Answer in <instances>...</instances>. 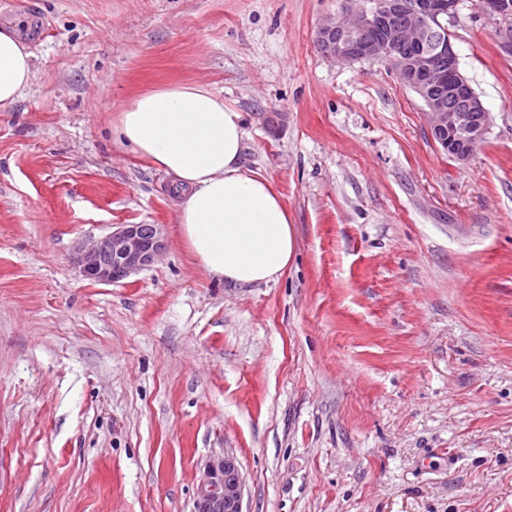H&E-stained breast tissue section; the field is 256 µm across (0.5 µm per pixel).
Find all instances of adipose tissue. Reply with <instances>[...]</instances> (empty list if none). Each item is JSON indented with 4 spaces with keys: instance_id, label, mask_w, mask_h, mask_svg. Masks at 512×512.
Segmentation results:
<instances>
[{
    "instance_id": "adipose-tissue-1",
    "label": "adipose tissue",
    "mask_w": 512,
    "mask_h": 512,
    "mask_svg": "<svg viewBox=\"0 0 512 512\" xmlns=\"http://www.w3.org/2000/svg\"><path fill=\"white\" fill-rule=\"evenodd\" d=\"M34 59L15 26H0V107L30 86ZM114 129L173 179L180 234L205 270L240 286L284 274L296 249L288 208L268 178L244 168L247 131L223 95L199 82L164 85L127 102Z\"/></svg>"
}]
</instances>
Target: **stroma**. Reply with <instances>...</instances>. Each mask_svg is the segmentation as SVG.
Returning a JSON list of instances; mask_svg holds the SVG:
<instances>
[{"label":"stroma","mask_w":512,"mask_h":512,"mask_svg":"<svg viewBox=\"0 0 512 512\" xmlns=\"http://www.w3.org/2000/svg\"><path fill=\"white\" fill-rule=\"evenodd\" d=\"M341 0H0L36 55L0 109V512H194L234 449L244 512H512V56L448 24L491 114L467 161L383 64L315 43ZM208 84L282 194L276 282L207 274L169 177L120 143L131 98ZM282 113L273 128L265 113ZM157 224L152 267L82 245ZM112 233L80 250L82 276L93 283L112 284L150 267L162 258L166 242L159 225L145 235L141 224H116Z\"/></svg>","instance_id":"obj_1"}]
</instances>
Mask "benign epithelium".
<instances>
[{"mask_svg":"<svg viewBox=\"0 0 512 512\" xmlns=\"http://www.w3.org/2000/svg\"><path fill=\"white\" fill-rule=\"evenodd\" d=\"M459 0H382L327 17L317 28L321 52L343 62L376 61L419 94L432 138L457 161L483 141L490 112L460 72L448 26ZM484 13L507 19L512 0H482ZM380 30L382 37L372 33ZM448 64H443V59ZM159 225L146 235L139 224H117L112 233L80 250L82 276L93 283L120 282L162 258ZM243 477L235 452L208 465L196 492V512H243Z\"/></svg>","mask_w":512,"mask_h":512,"instance_id":"benign-epithelium-1","label":"benign epithelium"}]
</instances>
